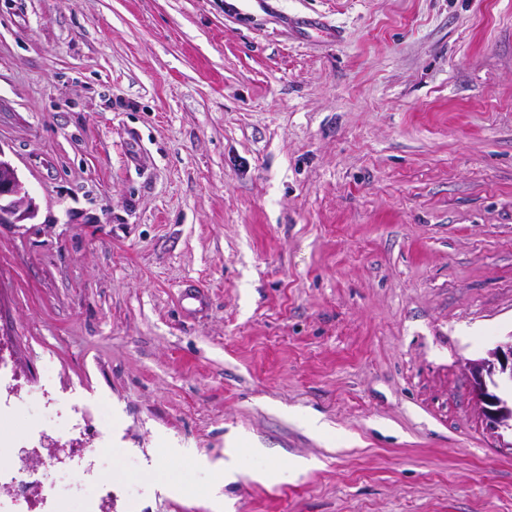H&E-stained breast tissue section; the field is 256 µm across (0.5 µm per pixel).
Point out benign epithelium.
Returning <instances> with one entry per match:
<instances>
[{
    "label": "benign epithelium",
    "mask_w": 512,
    "mask_h": 512,
    "mask_svg": "<svg viewBox=\"0 0 512 512\" xmlns=\"http://www.w3.org/2000/svg\"><path fill=\"white\" fill-rule=\"evenodd\" d=\"M37 213L35 199L0 149V224H20L34 219ZM466 368L475 404L486 426L497 433H512V401L498 394L500 384L512 382V340L467 361Z\"/></svg>",
    "instance_id": "obj_1"
}]
</instances>
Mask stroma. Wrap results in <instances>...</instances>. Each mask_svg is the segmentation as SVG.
I'll use <instances>...</instances> for the list:
<instances>
[{
  "label": "stroma",
  "mask_w": 512,
  "mask_h": 512,
  "mask_svg": "<svg viewBox=\"0 0 512 512\" xmlns=\"http://www.w3.org/2000/svg\"><path fill=\"white\" fill-rule=\"evenodd\" d=\"M0 148V479L52 439L213 512L142 491L173 443L232 512H512L465 367L512 335V0H0ZM37 213L35 199L0 148V224H21Z\"/></svg>",
  "instance_id": "stroma-1"
}]
</instances>
